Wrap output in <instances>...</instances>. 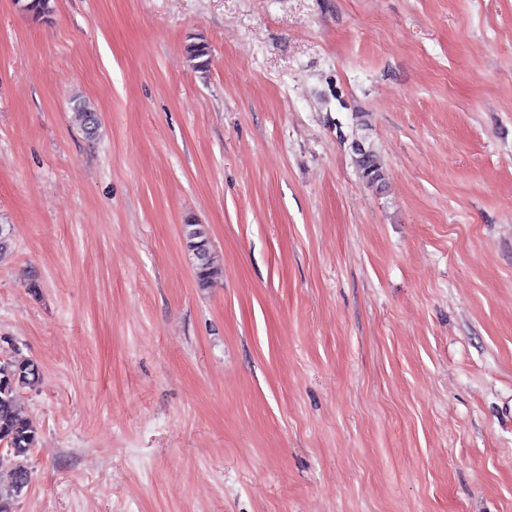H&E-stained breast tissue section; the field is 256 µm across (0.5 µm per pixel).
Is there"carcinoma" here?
<instances>
[{
  "instance_id": "carcinoma-1",
  "label": "carcinoma",
  "mask_w": 512,
  "mask_h": 512,
  "mask_svg": "<svg viewBox=\"0 0 512 512\" xmlns=\"http://www.w3.org/2000/svg\"><path fill=\"white\" fill-rule=\"evenodd\" d=\"M21 7L36 18H45L52 12L51 0H21ZM187 53L196 70L207 71L209 59L205 45L193 43L187 47ZM74 115L87 135L96 134L97 113L89 103L78 102L74 107ZM351 151L361 177L372 186H381L384 169L375 150L362 140H354ZM182 238L185 248L192 255L197 287H213L223 277V268L211 247L205 225L186 222L182 225ZM38 377L39 367L33 360L16 355L0 356V440H10L12 447L6 455L15 461L11 483L0 485V512H12L16 499L30 480L24 461L32 448L36 447L38 430L31 420L20 415L17 394Z\"/></svg>"
}]
</instances>
